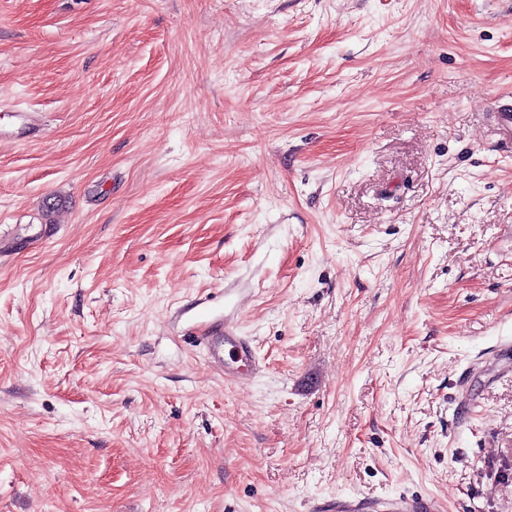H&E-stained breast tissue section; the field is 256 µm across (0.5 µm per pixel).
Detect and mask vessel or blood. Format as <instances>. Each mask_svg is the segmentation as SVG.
Instances as JSON below:
<instances>
[{
  "mask_svg": "<svg viewBox=\"0 0 512 512\" xmlns=\"http://www.w3.org/2000/svg\"><path fill=\"white\" fill-rule=\"evenodd\" d=\"M202 345L214 369L226 373L228 378L238 383L251 380L257 358L249 337L238 335L232 326L219 320L208 326ZM373 506L378 512H439L437 501L422 497L385 498Z\"/></svg>",
  "mask_w": 512,
  "mask_h": 512,
  "instance_id": "obj_1",
  "label": "vessel or blood"
}]
</instances>
